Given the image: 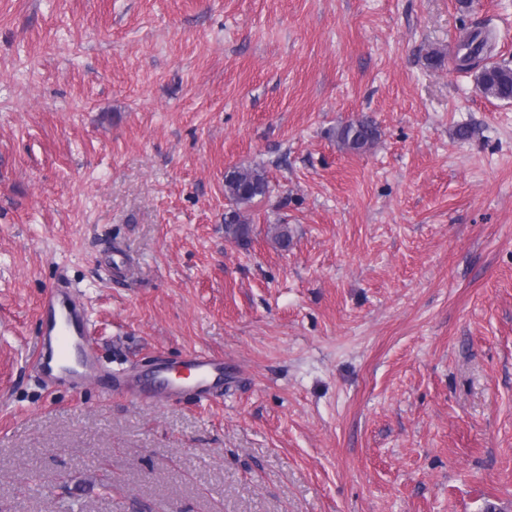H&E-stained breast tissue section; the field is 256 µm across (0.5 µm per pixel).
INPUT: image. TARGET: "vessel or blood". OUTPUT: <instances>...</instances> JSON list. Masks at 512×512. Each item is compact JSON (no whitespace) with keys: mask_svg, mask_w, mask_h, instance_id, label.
Returning <instances> with one entry per match:
<instances>
[{"mask_svg":"<svg viewBox=\"0 0 512 512\" xmlns=\"http://www.w3.org/2000/svg\"><path fill=\"white\" fill-rule=\"evenodd\" d=\"M88 317L70 289H48L40 303V331L35 348L34 368L42 376L68 380L80 387L97 369V357L88 335ZM187 380L172 381L165 366H156L157 383L168 393L189 392L198 400H209L211 384L224 377L223 357L203 352H189L182 358Z\"/></svg>","mask_w":512,"mask_h":512,"instance_id":"1","label":"vessel or blood"}]
</instances>
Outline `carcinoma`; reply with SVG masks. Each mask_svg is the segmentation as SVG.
<instances>
[{"label":"carcinoma","mask_w":512,"mask_h":512,"mask_svg":"<svg viewBox=\"0 0 512 512\" xmlns=\"http://www.w3.org/2000/svg\"><path fill=\"white\" fill-rule=\"evenodd\" d=\"M488 36L477 31L460 44L466 50L461 60L480 55L488 48ZM476 83L481 92L488 98L501 101L512 100V68L501 65L486 66L476 75ZM379 137L375 122L362 116L351 120L336 130V139L342 148L365 152L371 149ZM224 192L238 208L233 210L230 217L224 219L225 237L233 241H243L249 238L251 225L239 206H249L265 198L269 192V182L265 171L257 168L235 167L224 177Z\"/></svg>","instance_id":"1"}]
</instances>
